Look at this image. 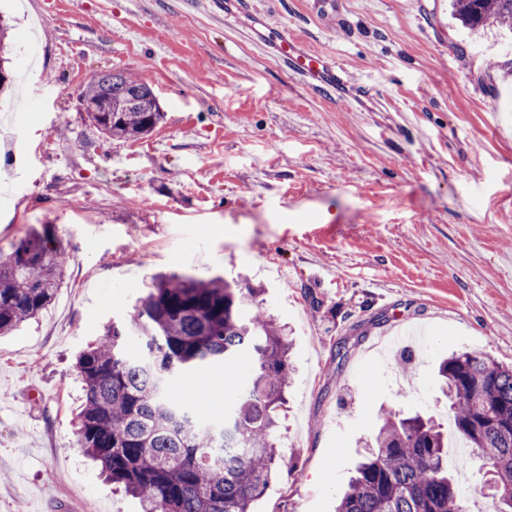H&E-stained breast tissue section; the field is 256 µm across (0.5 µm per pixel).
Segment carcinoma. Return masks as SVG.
Masks as SVG:
<instances>
[{
	"label": "carcinoma",
	"mask_w": 512,
	"mask_h": 512,
	"mask_svg": "<svg viewBox=\"0 0 512 512\" xmlns=\"http://www.w3.org/2000/svg\"><path fill=\"white\" fill-rule=\"evenodd\" d=\"M469 29H512V0H453ZM80 98L110 101L93 115L109 138L137 139L160 124L151 87L126 72L92 77ZM65 251L49 229L0 255V336L42 314L63 277ZM255 288L223 278L158 280L75 368L84 399L77 441L141 512H250L283 457L273 442L292 380L291 339L259 309ZM141 353L130 356L129 335ZM248 347L246 381L214 424L170 394L182 377L219 367ZM455 435L487 466L496 512H512V366L476 352L439 365ZM336 512H466L448 474V434L432 419L385 412Z\"/></svg>",
	"instance_id": "carcinoma-1"
}]
</instances>
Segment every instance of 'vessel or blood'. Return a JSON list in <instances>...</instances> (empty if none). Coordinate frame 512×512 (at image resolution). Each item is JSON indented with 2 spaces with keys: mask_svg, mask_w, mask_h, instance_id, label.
Listing matches in <instances>:
<instances>
[{
  "mask_svg": "<svg viewBox=\"0 0 512 512\" xmlns=\"http://www.w3.org/2000/svg\"><path fill=\"white\" fill-rule=\"evenodd\" d=\"M247 35L257 47L320 91L332 94L343 86L342 69L333 57L307 48L287 29L274 27L266 13L251 14Z\"/></svg>",
  "mask_w": 512,
  "mask_h": 512,
  "instance_id": "1",
  "label": "vessel or blood"
}]
</instances>
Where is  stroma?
<instances>
[{
  "instance_id": "obj_1",
  "label": "stroma",
  "mask_w": 512,
  "mask_h": 512,
  "mask_svg": "<svg viewBox=\"0 0 512 512\" xmlns=\"http://www.w3.org/2000/svg\"><path fill=\"white\" fill-rule=\"evenodd\" d=\"M434 0H0L14 71L0 139L25 162L0 194V252L50 229L63 282L0 339V512H139L77 444L75 362L157 275L262 288L293 338L275 443L281 475L252 512H335L383 412L444 422L436 376L460 351L512 364V33H472ZM268 12L342 66L323 94L246 37ZM150 85L163 119L109 139L80 101L99 73ZM407 345L384 347L396 332ZM249 355L175 382L224 412ZM468 512H494L486 469H457Z\"/></svg>"
}]
</instances>
